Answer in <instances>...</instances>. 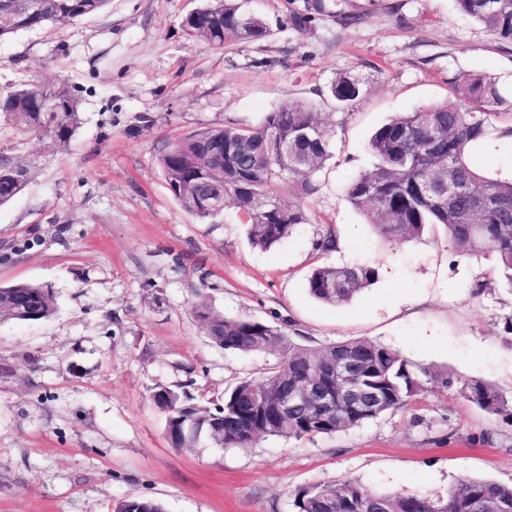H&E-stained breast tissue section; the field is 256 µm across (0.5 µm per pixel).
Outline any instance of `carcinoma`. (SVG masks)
I'll list each match as a JSON object with an SVG mask.
<instances>
[{"instance_id": "carcinoma-1", "label": "carcinoma", "mask_w": 512, "mask_h": 512, "mask_svg": "<svg viewBox=\"0 0 512 512\" xmlns=\"http://www.w3.org/2000/svg\"><path fill=\"white\" fill-rule=\"evenodd\" d=\"M110 0H0V43L23 30L43 25L64 26L103 12ZM468 15L499 41L512 44V0H456ZM185 34L213 47L232 40L259 41L269 35L266 23L243 7V0H207L182 21ZM359 81L346 73L331 87L342 106L360 96ZM459 98L431 103L413 112L398 113L372 134L368 149L374 168L350 180L345 194L378 232L395 240L418 239L428 226L440 227L452 248L475 256L490 255L499 284L512 291V181L488 177L474 165L470 149L489 133L495 107L503 103L497 82L486 75L461 79ZM80 101L66 88L51 89L32 82L0 93V112L19 119L24 131L47 133L60 148L70 146L78 127ZM330 115L304 103L282 104L266 113L257 127H205L169 139L159 148L162 175L183 209L205 219L236 208L249 226L253 244L269 248L310 223L301 198L316 190L313 176L331 158ZM302 127L322 130L320 141L309 146L295 142ZM208 153L224 167L218 172L198 164ZM35 177V166L17 155L0 152V206L14 201ZM467 183L470 194L450 196L441 190L448 179ZM205 183L223 206L199 205L195 186ZM378 270L370 263L321 265L307 279L316 300L341 307L373 285ZM194 309L208 336L219 347L240 353L276 350L279 361L258 384L239 381L224 393L214 409L186 401L187 395L160 386L153 401L165 416L166 431L177 448L196 442L179 437L200 427L224 437V447L249 448L265 437L288 439L333 435L361 426L408 405L430 384L450 387L452 377L437 375L410 363L380 342L358 337L331 343L320 351L293 343L278 328L251 319H230L211 307L198 292ZM56 303L51 289L34 283L0 285V321H40L51 317ZM343 351L359 363L357 384L378 395L373 406L361 407L344 395L336 381V402L305 413L288 412V427L273 424L277 416L274 394L283 380L296 382L325 373L327 359ZM467 400L487 412L512 418V406L497 387L483 378L463 384ZM253 393L265 396L260 409L246 405ZM397 505L404 512H482L490 503L494 512H512V485L490 479L462 478L447 495L404 491L389 493L356 480L344 479L300 490L295 512H360L361 503Z\"/></svg>"}]
</instances>
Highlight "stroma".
Masks as SVG:
<instances>
[{
	"instance_id": "35a3bbf8",
	"label": "stroma",
	"mask_w": 512,
	"mask_h": 512,
	"mask_svg": "<svg viewBox=\"0 0 512 512\" xmlns=\"http://www.w3.org/2000/svg\"><path fill=\"white\" fill-rule=\"evenodd\" d=\"M201 5L110 0L104 13L0 44V91L67 87L81 119L59 149L0 114V151L38 167L0 207V284H42L57 301L48 319L0 322V512H116L129 498L166 512H294L298 491L336 479L439 494L463 477L512 484V422L461 393L478 377L512 400V294L497 288L492 259L455 253L439 229L384 239L344 192L373 165L376 127L454 99V78L472 73L494 77L506 98L472 160L512 176V45L455 0H248L270 35L216 49L182 31ZM297 14L310 15L306 28L293 27ZM344 73L361 86L350 107L330 94ZM302 101L330 114L333 156L304 199L309 223L290 238L260 249L236 209L203 220L174 199L162 141L257 125ZM330 226L339 247L323 254L315 243ZM365 262L378 280L345 306L309 295L316 265ZM199 291L224 316L270 323L308 348L368 337L455 383L332 436L175 447L157 386L219 405L278 359L216 346L193 309Z\"/></svg>"
}]
</instances>
